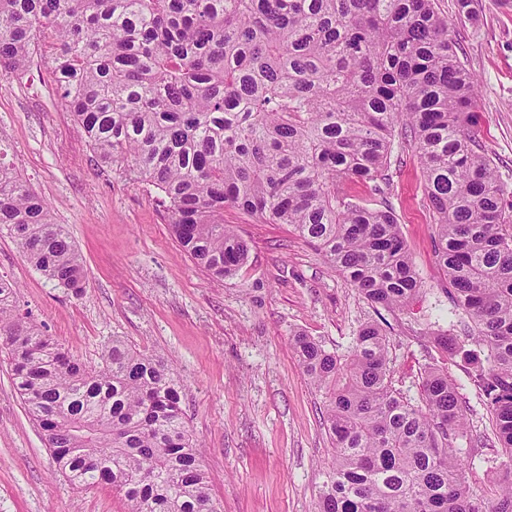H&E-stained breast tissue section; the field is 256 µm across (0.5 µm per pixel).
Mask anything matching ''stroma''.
<instances>
[{
    "label": "stroma",
    "mask_w": 512,
    "mask_h": 512,
    "mask_svg": "<svg viewBox=\"0 0 512 512\" xmlns=\"http://www.w3.org/2000/svg\"><path fill=\"white\" fill-rule=\"evenodd\" d=\"M437 6L453 19L458 52L479 80L483 145L512 188V0H472L470 20L458 16L456 0ZM52 53L40 44L23 77L0 75V148L68 231L85 288L75 295L55 286L6 237L0 276L18 283L22 309L86 365L100 363L115 336L164 357L184 381L186 420L224 512H314L332 445L322 399L290 340L302 331L347 354L375 320L372 306L292 227L235 208L224 222L247 242L248 259L233 277H208L171 235L156 190L100 164L78 135L56 90ZM391 175L384 197L360 182L348 189L370 208L390 201L421 280L417 298L390 315L388 334L393 385L415 399L435 352L424 329L447 326L448 299L417 157L404 153ZM0 512H124L110 487L79 489L56 472L1 352Z\"/></svg>",
    "instance_id": "35a3bbf8"
}]
</instances>
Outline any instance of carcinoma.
<instances>
[{"label":"carcinoma","mask_w":512,"mask_h":512,"mask_svg":"<svg viewBox=\"0 0 512 512\" xmlns=\"http://www.w3.org/2000/svg\"><path fill=\"white\" fill-rule=\"evenodd\" d=\"M48 41L58 89L101 163L160 193L181 249L216 280L248 244L237 208L287 224L374 308L402 310L420 280L383 194L395 145L417 153L432 209L449 328L414 403L394 388L385 329L363 324L340 356L291 346L324 400L332 462L316 512H512V202L485 153L474 77L435 0H0V74L22 76ZM48 280L83 292L82 258L48 202L0 153V235ZM469 339L485 361L465 349ZM0 349L52 459L77 488L109 485L124 512H222L165 361L112 337L87 367L19 312L0 277ZM500 451L466 424L464 385ZM496 474L488 497L467 474Z\"/></svg>","instance_id":"carcinoma-1"}]
</instances>
